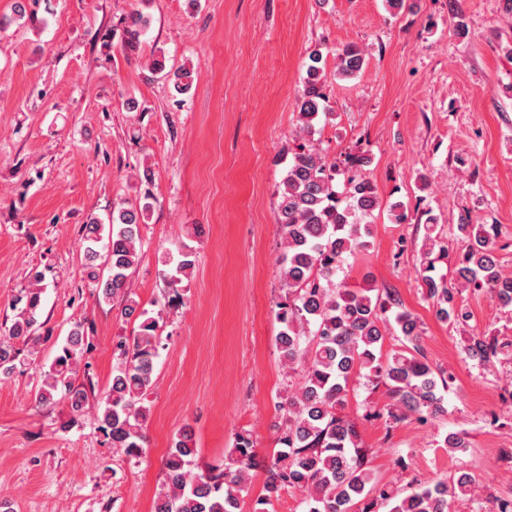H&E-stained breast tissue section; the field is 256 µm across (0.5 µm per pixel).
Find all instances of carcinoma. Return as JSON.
<instances>
[{
  "mask_svg": "<svg viewBox=\"0 0 512 512\" xmlns=\"http://www.w3.org/2000/svg\"><path fill=\"white\" fill-rule=\"evenodd\" d=\"M147 20L140 11L124 21L121 41L126 52H139ZM332 75L340 80L363 72L365 53L355 44L327 51ZM324 53L309 55L306 77L297 96L301 136L315 133V122L328 111ZM370 155H347L329 163L314 145L296 146L278 192L276 224L284 251L280 278L284 299L276 302L281 328L277 349L288 371L300 381L280 403L278 443L269 462H260L249 435H240L235 457L228 464L201 468L191 432L181 431L169 448L165 478L157 493L154 512H242L249 472L264 467L268 495L284 487L304 492L305 512H375L377 499L393 502L390 512H448V499L473 500L474 482L461 475L452 482L418 485L399 498L379 486L368 465L354 420L341 414L353 382L365 378L382 386L391 400L388 416L437 418L446 413L439 387H447L445 372L433 367L421 350L424 329L419 319L389 292L368 283L357 289L336 281L349 259L369 246L368 218L379 207L377 187L364 174ZM344 176L338 183L337 176ZM155 198L146 191L134 201L112 208L109 223L92 218L82 225V269L85 278L106 303H122V316L139 321L132 343L116 344L119 361L111 384L95 391L91 378L75 382L89 351L82 322L74 323L36 391L42 405L65 402L77 424L91 410L99 429L125 455H145L143 434L149 415L148 395L153 386L154 361L161 348L162 311L151 315L126 288L140 259L141 225L146 223ZM461 254L450 275H435V263L447 257L442 241L427 233L422 243L419 271L423 298L431 302L438 320L464 324L468 311L458 303L462 289L486 290L502 309H512V272L504 271L496 256V234L488 224H474L467 213L454 225ZM195 260L182 254L176 274L167 280L177 289ZM42 273L32 274L33 286L15 299L18 318L0 335V376L16 367L20 346L40 338ZM394 316H388V312ZM396 330L395 348L383 354L390 328ZM462 351L482 364L499 354L496 342L480 335L467 336Z\"/></svg>",
  "mask_w": 512,
  "mask_h": 512,
  "instance_id": "obj_1",
  "label": "carcinoma"
}]
</instances>
